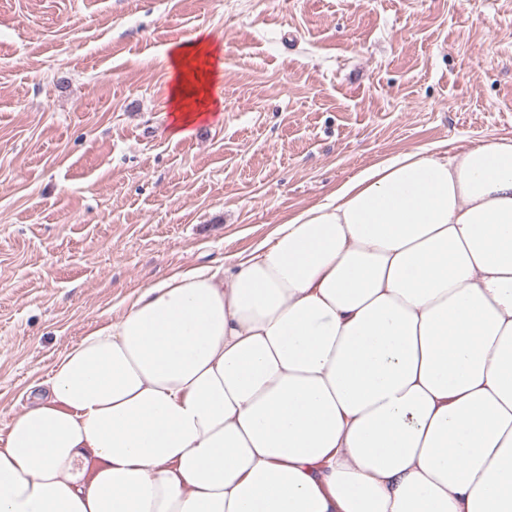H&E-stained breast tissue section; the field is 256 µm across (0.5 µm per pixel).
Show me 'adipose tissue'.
Masks as SVG:
<instances>
[{
	"label": "adipose tissue",
	"mask_w": 512,
	"mask_h": 512,
	"mask_svg": "<svg viewBox=\"0 0 512 512\" xmlns=\"http://www.w3.org/2000/svg\"><path fill=\"white\" fill-rule=\"evenodd\" d=\"M166 59L173 137L224 108ZM0 435V512H512V138L368 164L119 303Z\"/></svg>",
	"instance_id": "1"
}]
</instances>
